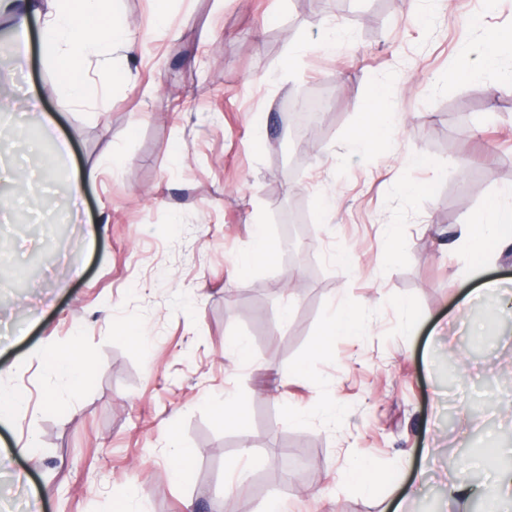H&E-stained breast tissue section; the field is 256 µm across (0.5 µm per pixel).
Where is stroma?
<instances>
[{
	"mask_svg": "<svg viewBox=\"0 0 512 512\" xmlns=\"http://www.w3.org/2000/svg\"><path fill=\"white\" fill-rule=\"evenodd\" d=\"M38 3L22 66L0 56V161L52 177L47 193L19 182L0 218V384L29 398L0 426L21 478L5 505L113 512V490L132 485L135 512H260L272 494L284 512H481L512 468V315L483 287L512 283V246L476 274L453 231L512 191V83L460 80L455 64L480 57L475 20L512 27V0H351L335 22L319 0H169L161 20L154 0H119L146 53L94 107L41 58L52 5ZM380 85L402 124L366 154L350 131ZM318 89L325 126L292 140L289 100ZM46 120L69 154L20 148L18 123ZM294 196L308 205L294 253L240 269L253 226L281 238ZM340 306L363 333L317 352ZM116 319L145 347L113 335ZM238 336L248 361L224 354ZM74 342L97 366L69 389L47 360ZM228 394L247 399L245 426L218 420ZM32 438L40 452L19 454ZM176 443L198 451L179 483ZM245 445L264 487L230 478ZM361 460L385 478L375 495L344 478ZM451 482L470 493L450 505Z\"/></svg>",
	"mask_w": 512,
	"mask_h": 512,
	"instance_id": "35a3bbf8",
	"label": "stroma"
}]
</instances>
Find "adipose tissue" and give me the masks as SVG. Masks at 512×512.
Instances as JSON below:
<instances>
[{
	"mask_svg": "<svg viewBox=\"0 0 512 512\" xmlns=\"http://www.w3.org/2000/svg\"><path fill=\"white\" fill-rule=\"evenodd\" d=\"M484 52L478 64L465 65L461 76L473 78L512 60V28L485 27ZM43 60L52 65L71 100L79 105L97 101L101 86L88 74L90 60L115 54L129 56L139 46L113 0H52V10L40 29ZM399 119L390 112L384 91H376L358 113L352 140L368 150L382 148ZM459 239L469 252L470 268L487 265L494 249L512 244V196L500 195L481 213L461 224Z\"/></svg>",
	"mask_w": 512,
	"mask_h": 512,
	"instance_id": "1",
	"label": "adipose tissue"
}]
</instances>
